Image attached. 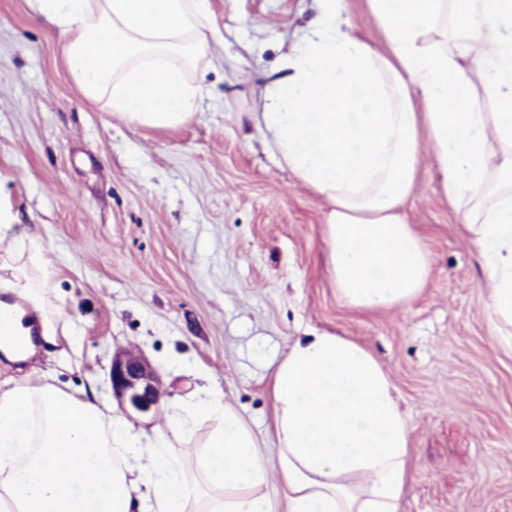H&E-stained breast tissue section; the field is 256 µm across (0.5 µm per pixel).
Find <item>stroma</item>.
<instances>
[{"label":"stroma","mask_w":512,"mask_h":512,"mask_svg":"<svg viewBox=\"0 0 512 512\" xmlns=\"http://www.w3.org/2000/svg\"><path fill=\"white\" fill-rule=\"evenodd\" d=\"M208 93L174 128L135 127L89 99L57 28L0 0V219L38 240L79 367L115 401L112 358L146 357L165 401L198 373L263 441L271 380L290 341L319 330L382 364L408 414L412 479L401 512H512V350L497 347L481 261L442 195L431 154L406 206L432 273L411 306L360 312L324 271L325 203L256 129L260 90L315 17L316 0H210Z\"/></svg>","instance_id":"1"}]
</instances>
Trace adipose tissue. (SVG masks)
Listing matches in <instances>:
<instances>
[{"mask_svg":"<svg viewBox=\"0 0 512 512\" xmlns=\"http://www.w3.org/2000/svg\"><path fill=\"white\" fill-rule=\"evenodd\" d=\"M64 37L84 94L127 123L176 127L208 93L195 76L215 32L210 0H28ZM377 49L320 0L293 35L254 121L280 163L328 209L321 226L338 297L359 311L411 304L431 256L405 206L423 144L484 266L496 343L512 349V0H367ZM494 111H485L486 103ZM0 288L39 319L58 369L78 338L49 294L55 266L0 222ZM32 369L0 386V512H269L261 444L211 386L135 426L85 389ZM275 448L287 512H399L410 429L396 390L364 347L297 338L273 375ZM202 455L176 456L190 430Z\"/></svg>","mask_w":512,"mask_h":512,"instance_id":"adipose-tissue-1","label":"adipose tissue"}]
</instances>
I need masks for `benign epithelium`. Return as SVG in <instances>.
<instances>
[{
    "instance_id": "1",
    "label": "benign epithelium",
    "mask_w": 512,
    "mask_h": 512,
    "mask_svg": "<svg viewBox=\"0 0 512 512\" xmlns=\"http://www.w3.org/2000/svg\"><path fill=\"white\" fill-rule=\"evenodd\" d=\"M112 391L127 408L140 414L156 409L160 401V379L143 356L119 354L112 358Z\"/></svg>"
}]
</instances>
